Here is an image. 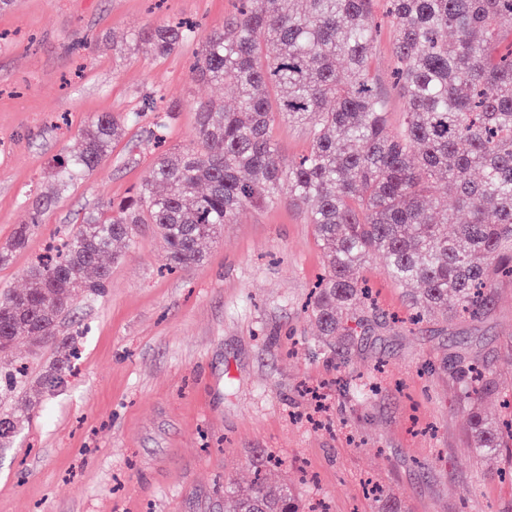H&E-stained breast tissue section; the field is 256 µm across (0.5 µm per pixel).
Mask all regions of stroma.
I'll use <instances>...</instances> for the list:
<instances>
[{
    "instance_id": "35a3bbf8",
    "label": "stroma",
    "mask_w": 512,
    "mask_h": 512,
    "mask_svg": "<svg viewBox=\"0 0 512 512\" xmlns=\"http://www.w3.org/2000/svg\"><path fill=\"white\" fill-rule=\"evenodd\" d=\"M230 4L15 0L0 11V244L29 221L35 197L52 194L53 161L76 147L88 117L142 114L0 267V294L25 287L50 242L148 174L144 95L158 89L181 104L169 149L193 139L195 101L234 102L230 86L195 80L194 44L158 57L144 46L116 55L113 42L182 17L219 27ZM393 37L383 26L372 69L395 123L404 102L390 88ZM165 250L153 225H139L104 293L79 297L49 341L15 349L35 375L63 344L79 357L67 385L0 448V512H224L225 482L248 487L258 465L328 512H374V485L406 512H512V460L476 453L445 367L463 350L512 377V280L496 281L477 319L436 313L410 330L379 327L339 361L316 346L305 312L325 256L288 195L242 211L200 265L168 272ZM363 274L379 307L404 311L382 258ZM375 372L377 394L359 395ZM270 452L279 465L266 464Z\"/></svg>"
}]
</instances>
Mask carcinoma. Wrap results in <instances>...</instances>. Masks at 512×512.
I'll list each match as a JSON object with an SVG mask.
<instances>
[{"label": "carcinoma", "mask_w": 512, "mask_h": 512, "mask_svg": "<svg viewBox=\"0 0 512 512\" xmlns=\"http://www.w3.org/2000/svg\"><path fill=\"white\" fill-rule=\"evenodd\" d=\"M394 29V87L404 100L398 128L370 59L379 27L373 0H237L224 25L196 38L178 22L144 26L135 42L165 56L198 41L196 78L235 89L231 107L199 101L195 140L157 156L145 179L121 200L88 211L67 235L65 253L27 270L28 286L0 296V353L22 340L45 341L83 293L98 295L111 277L104 258L128 243L139 224H154L167 244L165 264H200L203 244L247 208L273 206L280 192L303 206L327 266L309 316L318 342L349 353L363 332L389 322L367 304L362 271L386 259V273L406 291L412 321L440 310L474 318L488 305L494 278H512V0H384ZM139 113L99 114L78 147L54 160L56 193L32 203L30 222L0 245L11 263L44 211L95 171ZM286 119L308 127L310 145L285 161L272 128ZM456 208H441L443 186ZM467 219L459 222L458 213ZM72 352L63 349L30 383L11 367L0 392V442L13 436L41 397L65 384ZM450 369L466 413L472 447L496 455L512 447L508 418L495 420L482 396L512 382L457 353ZM376 512H404L375 493ZM224 512H315L286 484L224 485Z\"/></svg>", "instance_id": "cac0c4a2"}]
</instances>
